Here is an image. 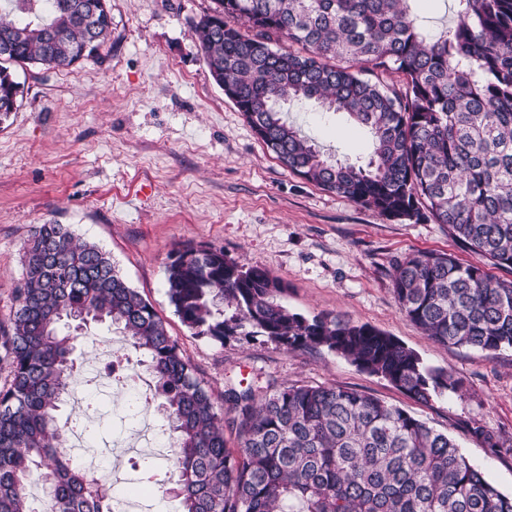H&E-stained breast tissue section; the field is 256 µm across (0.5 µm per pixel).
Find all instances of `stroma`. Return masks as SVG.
<instances>
[{
    "label": "stroma",
    "instance_id": "35a3bbf8",
    "mask_svg": "<svg viewBox=\"0 0 512 512\" xmlns=\"http://www.w3.org/2000/svg\"><path fill=\"white\" fill-rule=\"evenodd\" d=\"M112 36L98 55L70 67L16 68L17 109L0 125V320L22 279V248L34 227L62 224L110 253L129 284L165 320L184 357L214 394L232 384H335L402 407L453 436L462 453L512 494V349L489 355L445 347L410 323L392 293L406 255L459 250L444 225L387 217L322 190L270 154L212 79L191 27L215 0H110ZM288 119L336 159L366 163L369 130L312 101L287 104ZM216 247L283 281V303L371 324L414 350L426 366L460 382L429 403L325 349L284 350L264 337L218 343L193 335L166 293L170 253L184 244ZM125 344L120 330L89 324L74 356L77 403L65 433L76 465L126 489L137 512H179L174 495L143 481V458L169 445L166 417L151 391L129 392L102 372ZM503 441L491 452L467 428Z\"/></svg>",
    "mask_w": 512,
    "mask_h": 512
}]
</instances>
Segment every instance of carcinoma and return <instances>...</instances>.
Here are the masks:
<instances>
[{
    "instance_id": "1",
    "label": "carcinoma",
    "mask_w": 512,
    "mask_h": 512,
    "mask_svg": "<svg viewBox=\"0 0 512 512\" xmlns=\"http://www.w3.org/2000/svg\"><path fill=\"white\" fill-rule=\"evenodd\" d=\"M191 38L216 84L267 150L322 189L382 214L448 228L482 263L413 253L395 267L400 312L436 342L495 354L512 348V0H453L455 23L433 36L416 0H215ZM107 0H11L0 13V124L16 110L10 66L65 68L107 45ZM396 73L402 87L363 78ZM313 100L367 127V165L322 152L281 117ZM14 306L0 320V512H31L37 481L53 512H103L58 425L79 365L76 331L108 322L128 338L119 354L144 365L177 448L172 487L182 512H512L457 443L405 409L333 384L267 383L224 391L197 377L153 306L110 254L41 224L26 240ZM182 323L219 343L262 336L285 350L335 352L411 398L456 391L395 337L330 315L307 318L279 297L283 283L222 249L186 245L166 265ZM239 448H226L224 428ZM470 434L492 452L482 426Z\"/></svg>"
}]
</instances>
